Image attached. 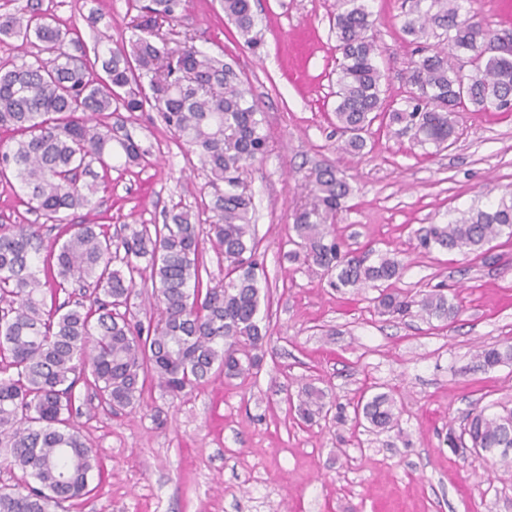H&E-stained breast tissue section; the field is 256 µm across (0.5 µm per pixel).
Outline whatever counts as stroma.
Returning <instances> with one entry per match:
<instances>
[{
    "label": "stroma",
    "instance_id": "1",
    "mask_svg": "<svg viewBox=\"0 0 512 512\" xmlns=\"http://www.w3.org/2000/svg\"><path fill=\"white\" fill-rule=\"evenodd\" d=\"M148 0H41L62 24H77L86 52L100 34L131 36ZM265 49L238 37L219 0H186L173 38L233 65L264 116L268 147L244 176L254 198L259 261L269 281L259 316L271 350L257 373L213 371L200 388L171 396L148 385L139 405L112 413L93 388L76 387L73 421L103 475L87 496L54 512H512V480L489 456L453 451L472 409L512 408V361L476 368L482 345L512 343V238L486 256L419 246L424 227L445 224L512 191V112L454 114L445 149L374 124L362 153L343 152L334 115L336 0H255ZM402 0H371L377 61L387 94L403 98L405 75L427 48L402 30ZM148 154L129 169L99 172L93 208L60 221L29 211L16 180L0 181V224H39L45 238L70 224L164 223L173 206L212 221V190L157 113H124ZM343 170L353 193L336 232L348 249L394 253L397 289L443 290L462 305L443 324L380 315L375 288H332L320 272L288 258L293 214L319 168ZM329 393L346 418L299 420L290 408L303 387ZM395 400L398 428L379 433L354 420L353 402Z\"/></svg>",
    "mask_w": 512,
    "mask_h": 512
}]
</instances>
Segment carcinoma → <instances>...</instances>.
Returning a JSON list of instances; mask_svg holds the SVG:
<instances>
[{
	"instance_id": "obj_1",
	"label": "carcinoma",
	"mask_w": 512,
	"mask_h": 512,
	"mask_svg": "<svg viewBox=\"0 0 512 512\" xmlns=\"http://www.w3.org/2000/svg\"><path fill=\"white\" fill-rule=\"evenodd\" d=\"M464 2L404 0L403 33L414 43L433 41V49L407 71L408 95L398 103L387 101L383 89L368 0H337L335 116L345 151H362L364 133L379 117L443 148L454 134L450 114L471 107L512 112V47L486 51L492 31ZM184 6L185 0H150L129 23L133 38L92 59L77 27H61L40 4L21 15L0 12V38L33 44L42 54L35 64L0 63V131L9 139L0 144V177L13 174L29 209L56 221L91 207L98 183L84 176L92 164L107 171L116 156L124 168L145 157L121 119H109L156 111L207 171L215 217L203 226L175 207L165 224H125L111 234L101 224H72L62 242L45 240L39 224H0V463L20 472L13 488L0 489V512H51L90 492L89 476L100 465L70 423L79 381L94 386L100 404L123 410L153 379L176 396L205 382L215 367L241 377L263 359L268 327L258 314L267 287L244 187L245 173L267 147L262 111L231 64L199 50L191 37L172 48L159 35ZM221 6L248 49L261 55L265 41L252 0ZM451 58L470 64V80ZM352 193L337 168L316 171L294 215L292 259L321 270L336 289H381L382 315L454 320L460 306L443 291L392 288L403 270L397 259L385 254L371 262L343 248L336 219ZM504 233L512 237L511 192L486 209L429 225L421 242L428 250L484 255ZM206 242L224 257V281L216 284L203 276ZM76 274L93 288L92 299L46 303V286L60 287ZM135 292L154 301L144 321L120 312ZM475 359L493 368L512 360V345L482 346ZM329 405L324 390L307 386L294 411L307 423ZM355 411L378 431L398 426L386 394L358 400ZM464 434L471 447L499 455L502 475L512 479V455L505 452L512 447L511 409L471 413Z\"/></svg>"
}]
</instances>
